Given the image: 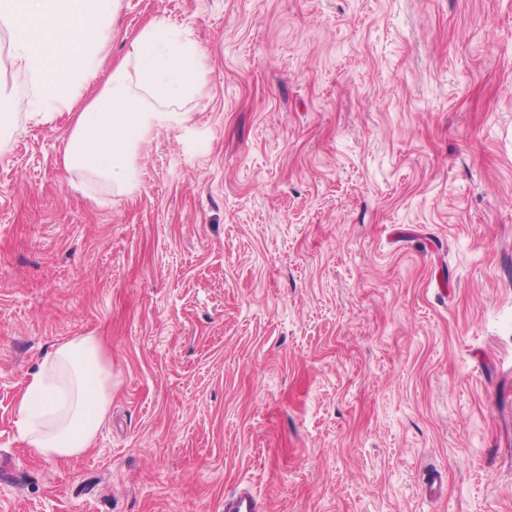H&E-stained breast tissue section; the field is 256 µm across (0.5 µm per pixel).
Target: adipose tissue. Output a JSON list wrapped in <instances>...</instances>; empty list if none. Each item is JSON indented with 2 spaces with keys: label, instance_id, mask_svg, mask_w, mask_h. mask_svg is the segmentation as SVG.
<instances>
[{
  "label": "adipose tissue",
  "instance_id": "ef3b65f1",
  "mask_svg": "<svg viewBox=\"0 0 512 512\" xmlns=\"http://www.w3.org/2000/svg\"><path fill=\"white\" fill-rule=\"evenodd\" d=\"M121 0H0L11 40L15 86L0 91V152L18 119L40 126L68 114L67 170L124 193L136 178L137 145L180 120L178 104L199 96L208 71L199 48L161 20L147 24L104 71L111 19ZM101 89L95 96L86 90ZM112 405V351L103 337L56 345L31 372L17 401L21 439L42 457L68 460L96 442Z\"/></svg>",
  "mask_w": 512,
  "mask_h": 512
}]
</instances>
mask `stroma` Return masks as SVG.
<instances>
[{"label":"stroma","instance_id":"35a3bbf8","mask_svg":"<svg viewBox=\"0 0 512 512\" xmlns=\"http://www.w3.org/2000/svg\"><path fill=\"white\" fill-rule=\"evenodd\" d=\"M154 18L209 75L132 193L64 116L0 154V512H512V0H121L112 57ZM91 333L112 407L39 457L17 398ZM261 501L250 489L244 488L224 498V512H262Z\"/></svg>","mask_w":512,"mask_h":512}]
</instances>
